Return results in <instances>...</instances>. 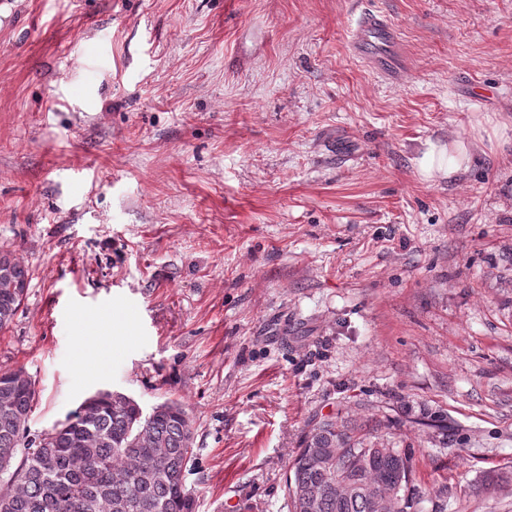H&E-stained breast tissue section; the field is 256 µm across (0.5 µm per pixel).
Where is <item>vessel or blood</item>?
<instances>
[{
  "label": "vessel or blood",
  "mask_w": 512,
  "mask_h": 512,
  "mask_svg": "<svg viewBox=\"0 0 512 512\" xmlns=\"http://www.w3.org/2000/svg\"><path fill=\"white\" fill-rule=\"evenodd\" d=\"M351 48L383 75L396 79L402 73L398 54V37L394 27L380 14L359 15L351 30Z\"/></svg>",
  "instance_id": "b4317fda"
}]
</instances>
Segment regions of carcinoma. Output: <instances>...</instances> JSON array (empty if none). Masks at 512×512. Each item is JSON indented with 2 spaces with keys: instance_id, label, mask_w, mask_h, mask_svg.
Returning <instances> with one entry per match:
<instances>
[{
  "instance_id": "cac0c4a2",
  "label": "carcinoma",
  "mask_w": 512,
  "mask_h": 512,
  "mask_svg": "<svg viewBox=\"0 0 512 512\" xmlns=\"http://www.w3.org/2000/svg\"><path fill=\"white\" fill-rule=\"evenodd\" d=\"M0 329L25 300L29 268L12 251L0 250ZM35 382L0 369V512H195L185 485L193 456V420L167 401L147 418L136 406L121 410L106 401L76 410L68 426L31 438L18 423L30 419ZM361 426L334 417L312 425L288 463L291 512H379L373 487L387 480L396 512H411L413 464L393 448L364 447ZM339 473L350 485H331Z\"/></svg>"
}]
</instances>
